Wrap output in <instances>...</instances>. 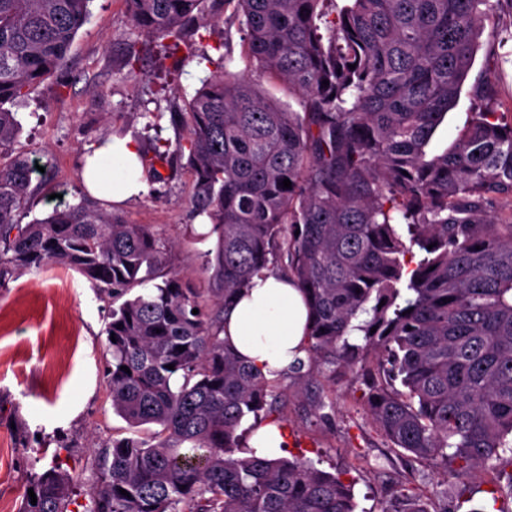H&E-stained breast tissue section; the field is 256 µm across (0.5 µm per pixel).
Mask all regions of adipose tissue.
Listing matches in <instances>:
<instances>
[{
  "mask_svg": "<svg viewBox=\"0 0 512 512\" xmlns=\"http://www.w3.org/2000/svg\"><path fill=\"white\" fill-rule=\"evenodd\" d=\"M138 145L113 138L86 156L82 179L88 193L113 204L146 186ZM308 327L304 295L292 280L264 270L237 295L224 314L220 335L242 360L266 377L285 370L299 354Z\"/></svg>",
  "mask_w": 512,
  "mask_h": 512,
  "instance_id": "ef3b65f1",
  "label": "adipose tissue"
}]
</instances>
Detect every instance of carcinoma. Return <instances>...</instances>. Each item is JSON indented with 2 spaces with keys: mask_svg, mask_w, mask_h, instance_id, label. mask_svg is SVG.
Here are the masks:
<instances>
[{
  "mask_svg": "<svg viewBox=\"0 0 512 512\" xmlns=\"http://www.w3.org/2000/svg\"><path fill=\"white\" fill-rule=\"evenodd\" d=\"M231 2L245 54L298 92L302 111L220 71L171 113L175 152L141 153L157 177L172 154L187 157L193 206L217 234L211 287L196 290L148 226L116 212L80 203L17 223L32 169L11 156L19 124L3 103L62 70L92 0H0V286L53 264L118 303L104 329L112 409L131 428L155 427L93 450L84 512H355L346 471L257 456L239 431L269 416L284 378L319 411L324 395L307 386L346 375L362 379L366 414L406 461L457 475L492 466L506 477L493 503L512 499V122L488 104L451 148L427 150L491 0H346L332 19L326 0H126L145 40L176 45ZM270 268L296 281L310 316L309 362L274 378L218 336L233 296ZM354 330L364 344L350 342ZM79 481L50 463L21 512H70ZM382 512L429 510L407 493Z\"/></svg>",
  "mask_w": 512,
  "mask_h": 512,
  "instance_id": "obj_1",
  "label": "carcinoma"
}]
</instances>
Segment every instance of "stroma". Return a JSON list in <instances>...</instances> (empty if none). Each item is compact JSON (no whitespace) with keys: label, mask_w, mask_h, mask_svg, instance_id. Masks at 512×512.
I'll return each mask as SVG.
<instances>
[{"label":"stroma","mask_w":512,"mask_h":512,"mask_svg":"<svg viewBox=\"0 0 512 512\" xmlns=\"http://www.w3.org/2000/svg\"><path fill=\"white\" fill-rule=\"evenodd\" d=\"M509 27L512 8H499L480 38L457 104L429 144L431 152L443 151L467 125L479 105L471 94L479 82L493 80L496 107L512 120V41L496 39L497 31ZM137 38L125 0H94L62 72L10 103L21 123L14 150L40 165L21 223L87 200L79 163L102 139L127 136L144 151L158 140L176 143L172 108L184 107L213 72L247 75L281 107L300 108L286 83L260 74L246 58L233 6L180 47L164 39L153 43L133 74L125 55ZM193 192V175L181 158L119 212L128 223L148 225L190 287L205 288L206 256L217 237L200 236ZM107 307L90 281L58 266L19 271L0 288V502L9 512H20L36 449H46L64 470L86 475L92 449L127 432L126 422L112 411L104 374ZM363 391L358 379H338L325 391L322 416L314 417L295 388L284 390L275 405L284 417L283 457L302 456L318 468L346 471L357 512H380L383 502L403 492L421 499L429 512H456L473 489L496 484V472L485 467L449 479L422 463L406 469L398 449L366 416ZM446 489L452 500L443 498Z\"/></svg>","instance_id":"35a3bbf8"}]
</instances>
